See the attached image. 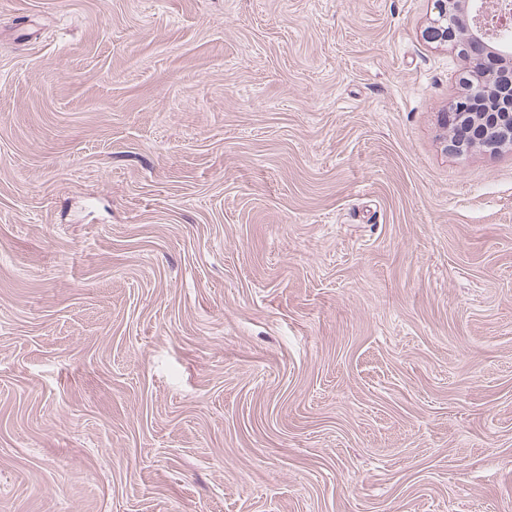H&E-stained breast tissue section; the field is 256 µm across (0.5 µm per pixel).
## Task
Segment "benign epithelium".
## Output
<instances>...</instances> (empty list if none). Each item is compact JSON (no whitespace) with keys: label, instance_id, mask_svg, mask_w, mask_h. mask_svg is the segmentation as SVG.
<instances>
[{"label":"benign epithelium","instance_id":"7a95c632","mask_svg":"<svg viewBox=\"0 0 512 512\" xmlns=\"http://www.w3.org/2000/svg\"><path fill=\"white\" fill-rule=\"evenodd\" d=\"M433 17L423 31L429 43L449 45L457 55L490 56L506 64L490 84L484 71L471 63L469 95L453 101L444 113L446 148L464 154L475 147L490 151L512 148V11L488 0H432Z\"/></svg>","mask_w":512,"mask_h":512}]
</instances>
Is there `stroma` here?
Segmentation results:
<instances>
[{
    "instance_id": "1",
    "label": "stroma",
    "mask_w": 512,
    "mask_h": 512,
    "mask_svg": "<svg viewBox=\"0 0 512 512\" xmlns=\"http://www.w3.org/2000/svg\"><path fill=\"white\" fill-rule=\"evenodd\" d=\"M431 0H0V512H512V149Z\"/></svg>"
}]
</instances>
